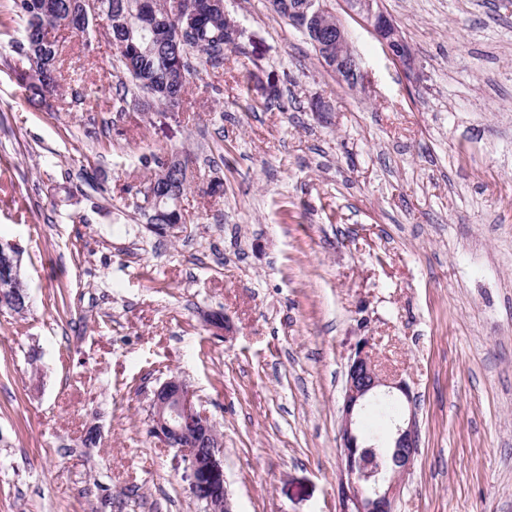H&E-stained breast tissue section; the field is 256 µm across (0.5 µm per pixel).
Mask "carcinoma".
I'll list each match as a JSON object with an SVG mask.
<instances>
[{
	"label": "carcinoma",
	"mask_w": 512,
	"mask_h": 512,
	"mask_svg": "<svg viewBox=\"0 0 512 512\" xmlns=\"http://www.w3.org/2000/svg\"><path fill=\"white\" fill-rule=\"evenodd\" d=\"M53 8L44 9L45 0H12V11L24 22L21 39L9 43L22 67L19 79L26 92V100L41 105L46 97L59 91L60 57L62 46L50 36L56 29L85 33L89 21L74 25L70 16L80 12V0H50ZM148 8L145 0H100L103 18H122L127 27L104 32L105 40L115 49L112 53L125 81L121 82L124 101L129 92H137L150 105L167 110H178L185 102L189 78L198 68L224 65V51L239 49L224 37V16L216 14L209 0H181V4L196 10L197 20L191 41H180L177 19L173 12L174 0H152ZM146 168L156 167L149 184L135 191L133 205L143 212L149 224H166L181 219L178 203L187 184L180 181L174 163L157 154L140 159ZM5 302L14 304L13 311L24 310L27 292L22 279L11 281L0 288Z\"/></svg>",
	"instance_id": "obj_1"
}]
</instances>
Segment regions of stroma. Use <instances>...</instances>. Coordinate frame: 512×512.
Masks as SVG:
<instances>
[{"instance_id": "obj_1", "label": "stroma", "mask_w": 512, "mask_h": 512, "mask_svg": "<svg viewBox=\"0 0 512 512\" xmlns=\"http://www.w3.org/2000/svg\"><path fill=\"white\" fill-rule=\"evenodd\" d=\"M224 6L241 50L176 112L109 111L96 32H60L41 109L0 56V238L30 301L0 312V512H203L149 432L174 375L223 435L234 512H339L364 338L419 425L394 512H512V0H383L409 71L341 13L356 91L267 0ZM150 153L190 158L171 229L126 200Z\"/></svg>"}]
</instances>
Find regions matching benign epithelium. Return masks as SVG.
<instances>
[{"label":"benign epithelium","mask_w":512,"mask_h":512,"mask_svg":"<svg viewBox=\"0 0 512 512\" xmlns=\"http://www.w3.org/2000/svg\"><path fill=\"white\" fill-rule=\"evenodd\" d=\"M348 11L383 45L388 56L405 67L412 65L411 49L398 26L384 11L382 0H350ZM291 22L316 37L317 49L336 53L330 69L350 89L364 87L365 75L350 45L346 28L330 0H300L288 6ZM0 258L10 276L20 274V248L0 244ZM400 392L411 400L408 386L379 369L369 341H362L350 357L345 372L342 406L344 466L338 486L340 512H393L403 477L420 446L416 415L392 418V462L370 465L365 456L370 446L357 432V417L367 406ZM151 434L166 448H173L189 462L192 492L206 491L200 499L205 512H233L224 478V453L214 435V422L199 411L194 394L176 376L166 379L154 393L151 405Z\"/></svg>","instance_id":"obj_1"}]
</instances>
